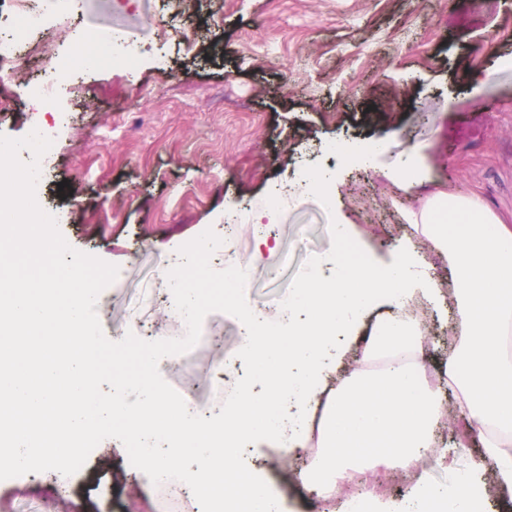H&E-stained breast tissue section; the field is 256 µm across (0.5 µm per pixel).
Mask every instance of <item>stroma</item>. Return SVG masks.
<instances>
[{"instance_id":"obj_1","label":"stroma","mask_w":512,"mask_h":512,"mask_svg":"<svg viewBox=\"0 0 512 512\" xmlns=\"http://www.w3.org/2000/svg\"><path fill=\"white\" fill-rule=\"evenodd\" d=\"M55 19L59 54L74 60L82 37L106 23L143 53L136 71L106 64L75 73L64 102L71 123L54 145L42 202L69 213L59 231L74 249L118 266L99 295L105 335L121 340L184 336L168 313L164 273L180 246L213 230L211 257L253 258L252 210L276 190L288 196L269 226L274 250L253 259L251 309L275 310L280 295L325 253L336 224L365 231V253L391 259L422 192L473 197L512 225V0H37ZM165 55L166 65L156 63ZM38 64L21 57L0 81V139L25 140L33 116L26 83ZM368 138L378 169L415 144H431L422 192L376 172L339 164L326 146ZM334 177L333 207L303 186ZM451 305L430 309L421 358L446 370ZM242 323L213 312L190 352L159 371L209 418L213 389L236 358ZM124 433L92 432L98 453L72 485L53 467L32 482L0 486V512H162L169 489L126 463ZM262 444L243 467H274L288 512H346L347 497L315 503L305 471L277 462Z\"/></svg>"}]
</instances>
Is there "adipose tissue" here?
Listing matches in <instances>:
<instances>
[{"mask_svg": "<svg viewBox=\"0 0 512 512\" xmlns=\"http://www.w3.org/2000/svg\"><path fill=\"white\" fill-rule=\"evenodd\" d=\"M12 192L13 200L0 204V238L22 233L30 254L41 258L48 234L33 221L39 205L25 200L23 181ZM409 225L383 266L351 257L356 239L349 225H337L325 256L334 278L306 274L303 300L284 311L308 312L309 321L288 327L256 318L243 332L241 359L267 373L261 390L245 393L215 430L199 422L189 402L166 399L150 386L136 388L134 408L125 395L104 398L93 389L102 365L89 318L95 297L78 277L89 257L55 264L46 279L13 281L9 314L0 318V467H27L28 449L39 447L63 471L68 447L103 425L134 424L148 434L171 427L176 450L138 459L155 480L171 478L186 452L199 467L183 472L182 484L206 502L207 512H276L264 471L240 465L243 444L272 439L315 449L309 481L328 499L349 475V449L381 448L383 465L411 469L435 455L436 429L449 421L457 447L480 442L470 470L492 468L497 485L512 491V226L446 191L429 195ZM438 262L454 271L449 289L433 276ZM381 297L389 300L388 314L374 323L358 366L335 380L325 353L336 337L352 335ZM423 300L455 308L458 347L444 383L419 365ZM21 335L31 344L28 362L18 357Z\"/></svg>", "mask_w": 512, "mask_h": 512, "instance_id": "ef3b65f1", "label": "adipose tissue"}]
</instances>
